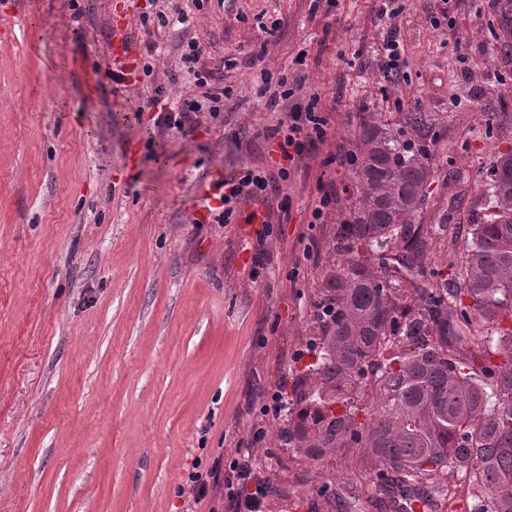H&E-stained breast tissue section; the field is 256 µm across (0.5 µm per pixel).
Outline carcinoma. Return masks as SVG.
<instances>
[{
    "label": "carcinoma",
    "instance_id": "obj_1",
    "mask_svg": "<svg viewBox=\"0 0 512 512\" xmlns=\"http://www.w3.org/2000/svg\"><path fill=\"white\" fill-rule=\"evenodd\" d=\"M498 39L512 49V0ZM351 174L356 197L315 307V360L281 435L313 459L362 449L393 508L461 499L466 512H512V153L495 155L448 278L427 262L448 202L434 223H413L432 195L429 150L371 116Z\"/></svg>",
    "mask_w": 512,
    "mask_h": 512
}]
</instances>
